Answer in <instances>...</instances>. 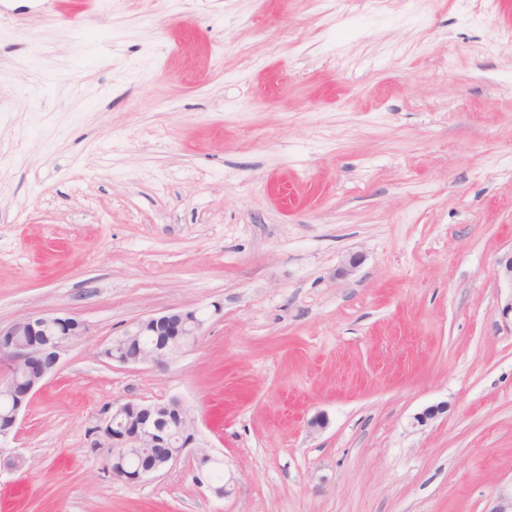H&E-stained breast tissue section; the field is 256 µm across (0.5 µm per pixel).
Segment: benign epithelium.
<instances>
[{"instance_id": "1", "label": "benign epithelium", "mask_w": 512, "mask_h": 512, "mask_svg": "<svg viewBox=\"0 0 512 512\" xmlns=\"http://www.w3.org/2000/svg\"><path fill=\"white\" fill-rule=\"evenodd\" d=\"M203 324L195 310L175 309L149 316L112 340L110 359L121 364L162 366L172 357L164 337L185 336L186 346L190 347L198 341ZM86 334L85 324L67 313L32 315L7 329L0 328V364L7 369V378L0 381V399L9 402L6 422L0 421V443L10 438L32 395L58 371L63 348ZM93 435L91 447L122 460L131 452L167 449L151 467L139 470L134 477L123 465L112 468V478L129 483L164 470L195 441L187 411L178 399L153 404L123 403L100 421Z\"/></svg>"}]
</instances>
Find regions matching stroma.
<instances>
[{"label": "stroma", "instance_id": "obj_1", "mask_svg": "<svg viewBox=\"0 0 512 512\" xmlns=\"http://www.w3.org/2000/svg\"><path fill=\"white\" fill-rule=\"evenodd\" d=\"M510 251L512 0H0V326L88 328L0 512H490ZM171 309L165 368L105 357ZM174 397L195 446L114 480L94 428Z\"/></svg>", "mask_w": 512, "mask_h": 512}]
</instances>
